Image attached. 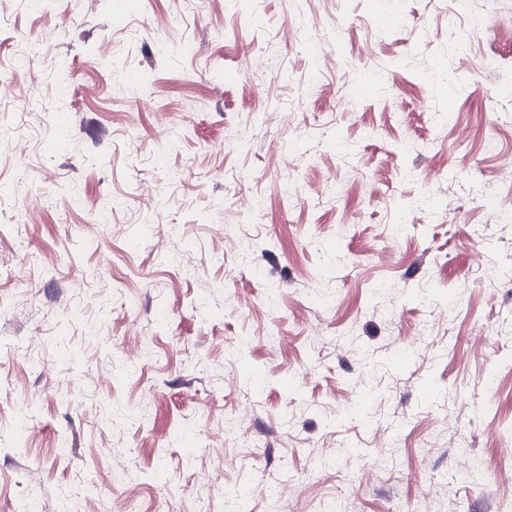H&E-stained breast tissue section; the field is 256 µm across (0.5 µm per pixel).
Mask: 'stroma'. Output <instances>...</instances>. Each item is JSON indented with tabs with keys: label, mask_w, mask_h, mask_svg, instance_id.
<instances>
[{
	"label": "stroma",
	"mask_w": 512,
	"mask_h": 512,
	"mask_svg": "<svg viewBox=\"0 0 512 512\" xmlns=\"http://www.w3.org/2000/svg\"><path fill=\"white\" fill-rule=\"evenodd\" d=\"M451 7L0 0V512L512 501V0Z\"/></svg>",
	"instance_id": "stroma-1"
}]
</instances>
